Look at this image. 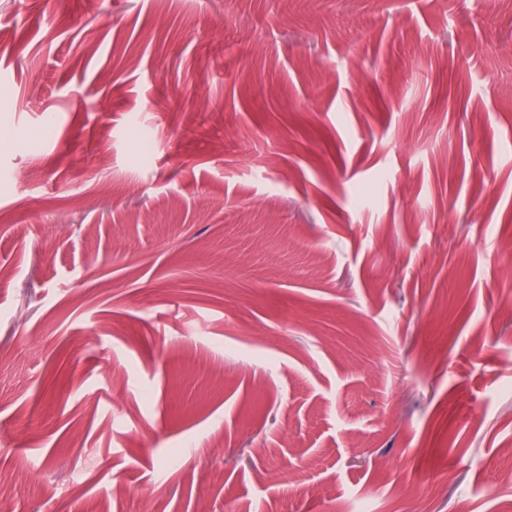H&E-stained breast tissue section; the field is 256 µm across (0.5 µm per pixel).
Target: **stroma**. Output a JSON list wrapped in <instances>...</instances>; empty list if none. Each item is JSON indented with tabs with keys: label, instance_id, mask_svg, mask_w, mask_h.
Listing matches in <instances>:
<instances>
[{
	"label": "stroma",
	"instance_id": "1",
	"mask_svg": "<svg viewBox=\"0 0 512 512\" xmlns=\"http://www.w3.org/2000/svg\"><path fill=\"white\" fill-rule=\"evenodd\" d=\"M505 46L477 0H0L13 512H486Z\"/></svg>",
	"mask_w": 512,
	"mask_h": 512
}]
</instances>
